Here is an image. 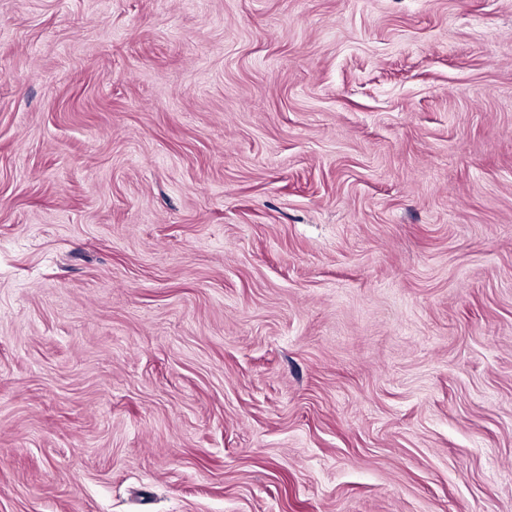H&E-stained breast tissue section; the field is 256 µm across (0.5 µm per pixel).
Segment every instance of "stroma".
I'll use <instances>...</instances> for the list:
<instances>
[{"mask_svg": "<svg viewBox=\"0 0 512 512\" xmlns=\"http://www.w3.org/2000/svg\"><path fill=\"white\" fill-rule=\"evenodd\" d=\"M0 512H512V0H0Z\"/></svg>", "mask_w": 512, "mask_h": 512, "instance_id": "1", "label": "stroma"}]
</instances>
